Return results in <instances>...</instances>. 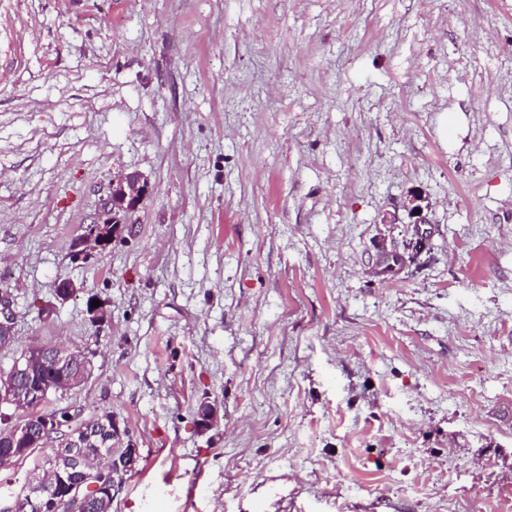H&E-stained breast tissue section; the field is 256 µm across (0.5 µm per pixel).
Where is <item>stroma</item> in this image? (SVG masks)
Wrapping results in <instances>:
<instances>
[{"label":"stroma","instance_id":"stroma-1","mask_svg":"<svg viewBox=\"0 0 512 512\" xmlns=\"http://www.w3.org/2000/svg\"><path fill=\"white\" fill-rule=\"evenodd\" d=\"M1 288L0 372L88 349L44 412L137 442L112 512H512V0H0ZM140 177L137 174H121L112 180V195L103 202V214H112V233L117 224H123L120 212H126L139 202L143 185H140Z\"/></svg>","mask_w":512,"mask_h":512}]
</instances>
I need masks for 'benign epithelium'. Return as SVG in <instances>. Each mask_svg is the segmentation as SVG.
<instances>
[{"mask_svg": "<svg viewBox=\"0 0 512 512\" xmlns=\"http://www.w3.org/2000/svg\"><path fill=\"white\" fill-rule=\"evenodd\" d=\"M143 192L140 177L134 173L121 174L112 180V195L103 202L104 214L112 215V224L122 223L120 213L126 212L139 202ZM107 245V239L95 232H85L76 243L75 255L86 256L88 250ZM15 312L10 296L0 291V333L13 332ZM34 362L31 352L24 353L15 366L6 373H0V406L12 407L24 413L23 419L1 434H11L20 444L18 448H6V457L17 458L31 452L32 429H41L42 443H54L49 472L58 475L51 491L44 495L42 504L33 500L30 492L25 491L8 505H0V512H88L91 501L96 499L105 505H112L125 486L127 476L135 471L140 453L129 432L122 427L115 416H101L94 423H84L78 427L67 425L68 412L58 416L46 414L41 407L48 399L50 390L35 384L21 387L20 378L27 374ZM112 423V447L99 451V456L108 459V464L98 469L87 466L85 446L95 442L99 425L105 420ZM84 469L85 478L76 483L68 479L73 469Z\"/></svg>", "mask_w": 512, "mask_h": 512, "instance_id": "7a95c632", "label": "benign epithelium"}]
</instances>
